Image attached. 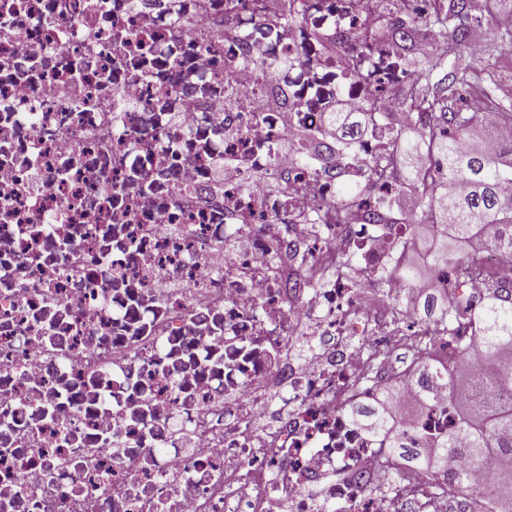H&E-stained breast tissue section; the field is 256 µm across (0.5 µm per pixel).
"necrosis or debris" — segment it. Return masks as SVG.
<instances>
[{"mask_svg": "<svg viewBox=\"0 0 512 512\" xmlns=\"http://www.w3.org/2000/svg\"><path fill=\"white\" fill-rule=\"evenodd\" d=\"M263 3L0 0V512H390L356 411L418 395L396 324L485 288L381 278L408 225L312 212L387 149L424 2ZM339 97L374 116L345 153ZM342 249L356 270L308 287ZM453 419L444 385L396 415L418 448Z\"/></svg>", "mask_w": 512, "mask_h": 512, "instance_id": "1", "label": "necrosis or debris"}]
</instances>
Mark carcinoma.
Returning a JSON list of instances; mask_svg holds the SVG:
<instances>
[{
    "instance_id": "carcinoma-1",
    "label": "carcinoma",
    "mask_w": 512,
    "mask_h": 512,
    "mask_svg": "<svg viewBox=\"0 0 512 512\" xmlns=\"http://www.w3.org/2000/svg\"><path fill=\"white\" fill-rule=\"evenodd\" d=\"M435 7L417 20L411 29L414 41L426 37L428 30L442 40L465 42L480 18L473 14L472 0H435ZM512 47V28L496 31V41L476 59L446 58L427 62L418 83L407 89L404 100L417 116L416 138L402 132L392 136V156L397 165L412 161L402 185L420 197L421 206L409 219L422 224H440L447 229L446 241L433 255L435 262L448 265L456 282L486 277L491 282L476 311L460 299H447L435 317L444 323L445 339L453 341L451 330L468 322L474 327L477 345L472 369L458 380H448V400L458 395L464 403L454 408L455 426L438 439L431 453L411 447L406 432L400 430L389 412L365 416L363 424L382 439L391 466L392 480L384 488L390 494H410L408 467L402 456L415 466L431 468L436 479L420 493L425 509L448 492V487L463 494L459 512H512V373L502 370L501 359L512 356V275L491 271L482 261L489 248L512 251V204L501 196L504 183L512 182V140L502 141L493 151L486 149L490 137L476 133L480 114L493 112L512 124V100L497 98L501 78L503 48ZM336 126L344 136L361 133V124L349 114H336ZM436 158L432 168L420 162ZM458 182L462 190H440L444 181ZM399 340L422 351L421 381L437 375L429 363L434 337L404 334ZM465 457L494 472L492 483L483 490L469 485V473L456 466Z\"/></svg>"
}]
</instances>
